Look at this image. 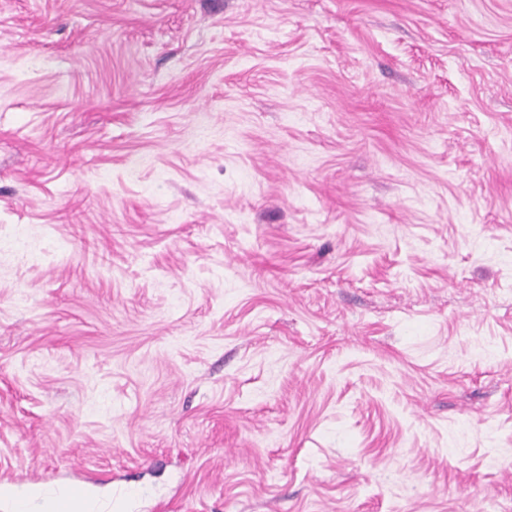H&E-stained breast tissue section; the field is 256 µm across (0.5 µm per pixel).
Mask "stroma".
<instances>
[{
	"label": "stroma",
	"instance_id": "obj_1",
	"mask_svg": "<svg viewBox=\"0 0 512 512\" xmlns=\"http://www.w3.org/2000/svg\"><path fill=\"white\" fill-rule=\"evenodd\" d=\"M2 476L512 512V0H0Z\"/></svg>",
	"mask_w": 512,
	"mask_h": 512
}]
</instances>
